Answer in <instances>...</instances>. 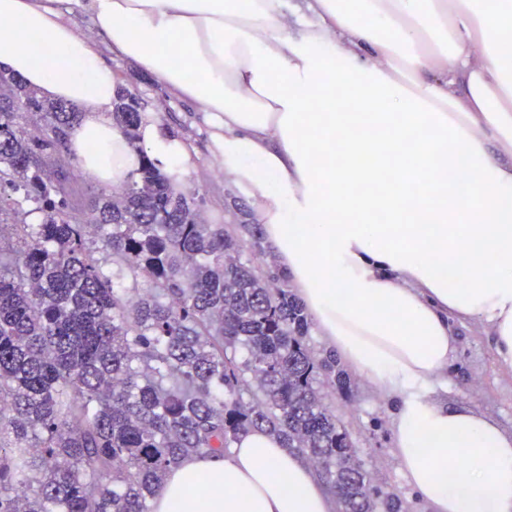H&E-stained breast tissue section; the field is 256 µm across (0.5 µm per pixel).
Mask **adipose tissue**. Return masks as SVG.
I'll return each mask as SVG.
<instances>
[{"label": "adipose tissue", "mask_w": 512, "mask_h": 512, "mask_svg": "<svg viewBox=\"0 0 512 512\" xmlns=\"http://www.w3.org/2000/svg\"><path fill=\"white\" fill-rule=\"evenodd\" d=\"M57 2L0 0V71L81 105L71 149L121 183L136 155L109 117L118 85ZM82 6L105 48L202 114L320 335L391 404L394 457L428 512H512V431L434 396L455 320L488 324L512 372V0ZM336 85L354 111L337 109ZM367 150L375 167L336 162ZM338 509L260 430L185 459L153 499V512Z\"/></svg>", "instance_id": "adipose-tissue-1"}]
</instances>
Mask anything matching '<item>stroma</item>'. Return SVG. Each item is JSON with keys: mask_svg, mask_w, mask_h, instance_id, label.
Returning <instances> with one entry per match:
<instances>
[{"mask_svg": "<svg viewBox=\"0 0 512 512\" xmlns=\"http://www.w3.org/2000/svg\"><path fill=\"white\" fill-rule=\"evenodd\" d=\"M118 83L132 94L143 112L158 118V133L168 141L190 145L192 165L183 170L185 190L203 197V212L212 224H248L252 221L248 201L219 169L212 155L208 127L193 107L170 97L157 79L144 74L126 59L106 55ZM458 347L448 368V388L440 399L449 406H470L493 416L512 430V374L503 372L495 359L491 330L481 322L455 326ZM327 400L348 429L356 455L364 462L374 486L395 495L402 512H425L413 496L393 455L389 428L390 410L362 376L350 387H325Z\"/></svg>", "mask_w": 512, "mask_h": 512, "instance_id": "obj_1", "label": "stroma"}]
</instances>
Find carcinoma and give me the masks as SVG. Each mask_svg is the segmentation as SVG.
Segmentation results:
<instances>
[{
    "label": "carcinoma",
    "instance_id": "obj_1",
    "mask_svg": "<svg viewBox=\"0 0 512 512\" xmlns=\"http://www.w3.org/2000/svg\"><path fill=\"white\" fill-rule=\"evenodd\" d=\"M0 512H152L168 473L261 429L296 451L342 512H400L325 402L349 384L308 342L311 318L276 272L259 224L194 221L202 202L143 147L145 113L121 90L112 123L137 168L91 205L45 166L80 108L0 72ZM44 214L23 220L22 202ZM112 256L107 271L93 244Z\"/></svg>",
    "mask_w": 512,
    "mask_h": 512
}]
</instances>
